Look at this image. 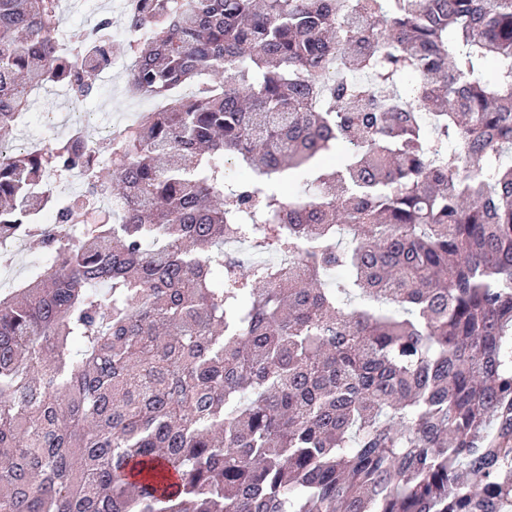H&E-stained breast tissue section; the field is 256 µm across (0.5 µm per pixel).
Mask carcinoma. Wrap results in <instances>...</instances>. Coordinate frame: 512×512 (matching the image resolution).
I'll return each instance as SVG.
<instances>
[{
	"label": "carcinoma",
	"instance_id": "carcinoma-1",
	"mask_svg": "<svg viewBox=\"0 0 512 512\" xmlns=\"http://www.w3.org/2000/svg\"><path fill=\"white\" fill-rule=\"evenodd\" d=\"M130 2L168 107L0 149V237L125 203L0 292V512H512V0ZM59 13L0 0L5 135L112 63Z\"/></svg>",
	"mask_w": 512,
	"mask_h": 512
}]
</instances>
